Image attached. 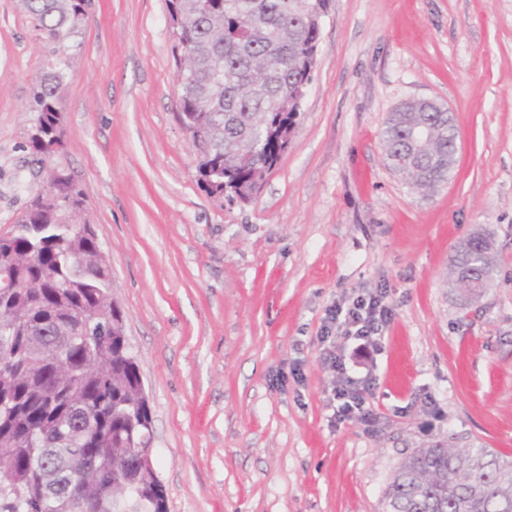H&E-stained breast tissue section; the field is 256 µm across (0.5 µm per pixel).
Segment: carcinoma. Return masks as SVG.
Here are the masks:
<instances>
[{
    "mask_svg": "<svg viewBox=\"0 0 512 512\" xmlns=\"http://www.w3.org/2000/svg\"><path fill=\"white\" fill-rule=\"evenodd\" d=\"M58 64L33 83L38 113L27 149L46 166L64 141L58 106L66 40L86 18V0H24ZM182 80L177 119L198 157L200 181L224 191V172L258 192L278 163L299 114L288 110L289 68L315 46L305 0H167ZM458 132L448 109L413 101L389 114L386 160L411 189L448 183ZM82 189L68 174L47 180L0 234V512H75L74 490L89 489L93 512H167L153 459L152 417L124 316L112 298L109 260L85 217ZM84 228H78V225ZM495 275L492 239L474 232L449 259L448 286ZM455 433L415 450L383 490L386 512H512V459ZM112 458L101 479L81 461Z\"/></svg>",
    "mask_w": 512,
    "mask_h": 512,
    "instance_id": "carcinoma-1",
    "label": "carcinoma"
}]
</instances>
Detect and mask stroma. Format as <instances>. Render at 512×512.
Segmentation results:
<instances>
[{
    "label": "stroma",
    "instance_id": "stroma-1",
    "mask_svg": "<svg viewBox=\"0 0 512 512\" xmlns=\"http://www.w3.org/2000/svg\"><path fill=\"white\" fill-rule=\"evenodd\" d=\"M172 47L166 0H92L53 161L111 260L168 512H383L401 459L448 432L512 457V0H330L288 149L246 203L199 183ZM48 58L22 0H0V233L48 177L26 148ZM412 98L459 131L428 194L381 142ZM479 229L495 278L463 307L448 258ZM362 291L393 317L371 419L340 421L318 337Z\"/></svg>",
    "mask_w": 512,
    "mask_h": 512
}]
</instances>
